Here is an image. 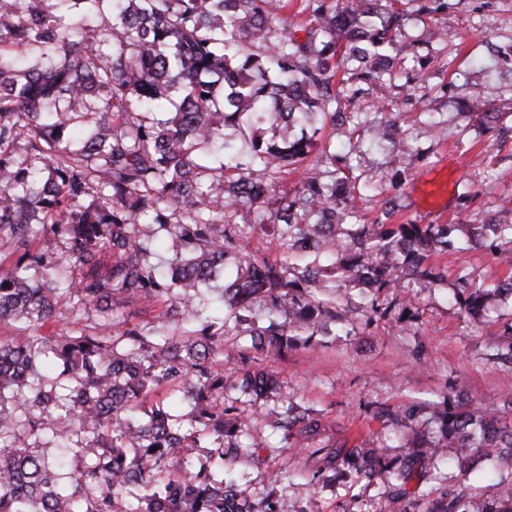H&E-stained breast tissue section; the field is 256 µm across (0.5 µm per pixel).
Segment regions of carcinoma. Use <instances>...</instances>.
Listing matches in <instances>:
<instances>
[{
  "label": "carcinoma",
  "mask_w": 512,
  "mask_h": 512,
  "mask_svg": "<svg viewBox=\"0 0 512 512\" xmlns=\"http://www.w3.org/2000/svg\"><path fill=\"white\" fill-rule=\"evenodd\" d=\"M304 2L300 41L288 0H0V266L10 260L0 323L25 332L0 338V512H279L224 478V457L255 447L224 418V391L277 387L215 369L227 323L272 359L290 337L314 335L319 315L345 328L325 291L349 303L367 277L399 301L406 279L436 277L429 260L460 225L377 221L344 242L342 223L358 218L371 185L330 142L305 135L318 122L367 123L342 103L354 102V83L391 76L402 0ZM466 111L488 125L502 117L485 98ZM201 144L217 158L203 159ZM315 151L293 192L280 190L281 174ZM264 224L297 262L249 251ZM478 229L512 237V224ZM160 233L171 250L163 270L151 261ZM228 259L224 318L201 295ZM456 281L470 314L496 291L512 295V281L473 288L464 269ZM257 300L270 313L262 329L247 314ZM63 302L74 322L94 324L66 328ZM130 302L161 306L131 326L116 315ZM164 386L192 402L189 414L147 405ZM442 422L431 458L473 449L501 475L488 492L449 487L428 512H512V418L478 404ZM272 424L285 440L318 435L292 402ZM45 431L63 449L53 460L36 444ZM192 448L203 449L195 464ZM310 457L317 475L360 458L385 487L407 479L379 448Z\"/></svg>",
  "instance_id": "carcinoma-1"
}]
</instances>
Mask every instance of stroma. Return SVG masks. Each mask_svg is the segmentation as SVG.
<instances>
[{
  "label": "stroma",
  "mask_w": 512,
  "mask_h": 512,
  "mask_svg": "<svg viewBox=\"0 0 512 512\" xmlns=\"http://www.w3.org/2000/svg\"><path fill=\"white\" fill-rule=\"evenodd\" d=\"M421 0H407L403 37L392 49L403 70L383 85L364 84L354 103L374 113L388 105L414 147L390 157V142L375 143L366 134L333 135L324 126L318 140L335 137L355 174L370 180L359 204L364 224L379 219L378 199L396 195L393 223L445 224L466 214L468 223L494 218L512 223V131L496 133L467 126L460 111L474 91L512 102V62L499 60L491 45L512 44V0H437L433 12ZM444 37H434V30ZM469 76L465 87L449 90L455 71ZM446 128L445 138L428 132L429 122ZM444 275L431 288L408 284L404 306L391 295L373 294L374 310L349 314L346 330L318 328L309 339L291 342L279 358L255 351L247 336L224 339L221 372L237 377L264 372L273 376L280 395L314 410L325 439L344 448H380L387 461L420 458L435 436L424 425L433 412L465 393L484 405H504L512 389V296L494 301L480 324L461 311L453 298L456 274L466 269L476 285L512 276L496 253L481 242H459L434 257ZM409 319H400L401 310ZM280 395L250 405L237 391L224 394L225 408L235 410L258 444L253 455L233 465L235 485L253 502L270 500L290 512H391L378 477L355 469L313 476V462L299 448L282 449L281 431L267 415L279 407ZM414 419H405L406 411Z\"/></svg>",
  "instance_id": "stroma-1"
}]
</instances>
